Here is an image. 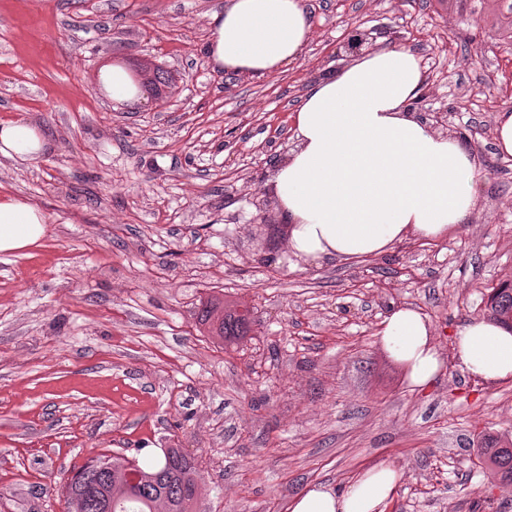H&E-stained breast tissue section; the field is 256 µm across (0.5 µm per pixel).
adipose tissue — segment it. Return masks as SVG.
<instances>
[{
    "mask_svg": "<svg viewBox=\"0 0 512 512\" xmlns=\"http://www.w3.org/2000/svg\"><path fill=\"white\" fill-rule=\"evenodd\" d=\"M207 21L211 68L253 79L287 71L314 35L303 0H226ZM99 79L114 107L146 97L144 79L122 67L104 65ZM424 79L412 50L375 47L306 89L293 115L297 147L267 182L289 226L288 249L303 262L376 256L412 235L441 239L478 211L483 173L472 153L409 110ZM46 147L36 125L0 122V156L34 163ZM46 230L40 209L17 197L0 198V253L25 250ZM379 335L407 365L414 386L432 382L441 358L419 311L396 309ZM455 350L468 375L491 385L512 381V332L473 321L458 331ZM402 477L400 469L382 463L345 489H305L290 512H382Z\"/></svg>",
    "mask_w": 512,
    "mask_h": 512,
    "instance_id": "1",
    "label": "adipose tissue"
}]
</instances>
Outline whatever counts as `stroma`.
<instances>
[{
	"label": "stroma",
	"mask_w": 512,
	"mask_h": 512,
	"mask_svg": "<svg viewBox=\"0 0 512 512\" xmlns=\"http://www.w3.org/2000/svg\"><path fill=\"white\" fill-rule=\"evenodd\" d=\"M225 0H0V121L47 137L0 156V196L47 217L31 249L0 254V512H67L59 487L89 458L198 463V512H290L315 484L389 462L384 512H512V485L477 464L512 437V382L466 375L452 341L512 280V109L503 0H305L314 37L284 74L213 71L206 12ZM416 51L423 107L466 134L481 210L441 240L309 265L276 208L253 204L295 149L307 85L342 68L353 30ZM171 72L165 98L113 109L98 71ZM250 310L234 345L200 329L201 301ZM432 327L442 364L413 386L379 331L398 307ZM496 147L503 155H512V111L498 112L495 121ZM47 147V140L32 123L15 120L0 122V155L21 163L40 160Z\"/></svg>",
	"instance_id": "obj_1"
}]
</instances>
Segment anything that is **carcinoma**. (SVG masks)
Listing matches in <instances>:
<instances>
[{"label":"carcinoma","instance_id":"cac0c4a2","mask_svg":"<svg viewBox=\"0 0 512 512\" xmlns=\"http://www.w3.org/2000/svg\"><path fill=\"white\" fill-rule=\"evenodd\" d=\"M483 320L512 331V283L491 289L485 304ZM198 321L224 342L249 335L251 325L240 312L228 313L217 301L201 304ZM480 463L490 469L504 484L512 485V440L505 436L480 449ZM106 484L111 512H194L198 496L195 463L180 449H172L170 458L142 466L135 460L114 458ZM69 505L78 512H103L82 496L79 484L64 485Z\"/></svg>","mask_w":512,"mask_h":512}]
</instances>
